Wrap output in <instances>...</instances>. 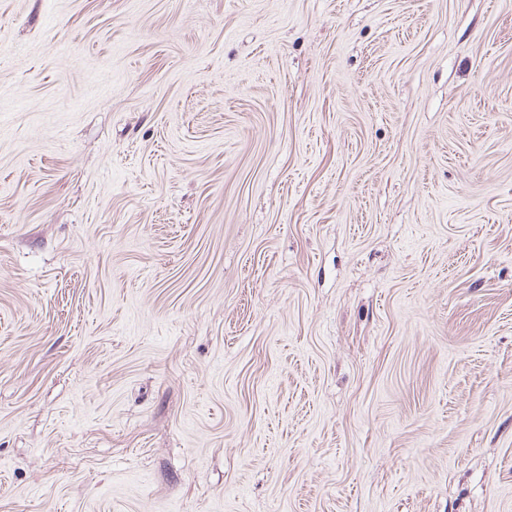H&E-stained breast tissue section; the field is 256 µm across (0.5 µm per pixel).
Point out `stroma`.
<instances>
[{
	"mask_svg": "<svg viewBox=\"0 0 512 512\" xmlns=\"http://www.w3.org/2000/svg\"><path fill=\"white\" fill-rule=\"evenodd\" d=\"M0 512H512V0H0Z\"/></svg>",
	"mask_w": 512,
	"mask_h": 512,
	"instance_id": "1",
	"label": "stroma"
}]
</instances>
